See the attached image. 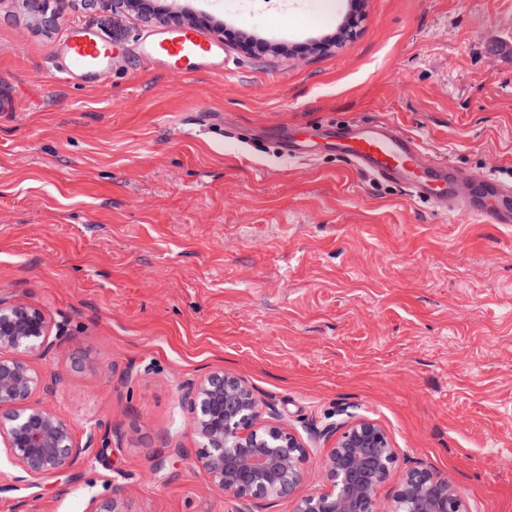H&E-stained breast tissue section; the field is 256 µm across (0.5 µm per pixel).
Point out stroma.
Wrapping results in <instances>:
<instances>
[{
  "label": "stroma",
  "instance_id": "obj_1",
  "mask_svg": "<svg viewBox=\"0 0 512 512\" xmlns=\"http://www.w3.org/2000/svg\"><path fill=\"white\" fill-rule=\"evenodd\" d=\"M253 51L184 75L166 33L107 0H0V297L63 327L52 400L86 455L31 482L0 453V512H234L195 463L180 392L215 367L309 447L376 420L400 467L450 476L468 512H512V227L463 222L288 131L383 118L427 159L512 181V0H163ZM80 23L113 47L100 81L48 71Z\"/></svg>",
  "mask_w": 512,
  "mask_h": 512
}]
</instances>
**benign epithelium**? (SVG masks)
<instances>
[{"mask_svg": "<svg viewBox=\"0 0 512 512\" xmlns=\"http://www.w3.org/2000/svg\"><path fill=\"white\" fill-rule=\"evenodd\" d=\"M110 2L114 10H136L146 23L178 27L184 20L224 34L208 14H170L153 0ZM61 334L42 309L0 299V448L31 479L58 474L89 450L52 403L36 398L40 392L54 393L62 375L57 372L46 383L29 357L51 354ZM181 403L199 441L196 464L212 487L239 502L237 512H265V506L283 499L292 502L293 512H467L458 486L423 466L406 469L387 508L377 509L378 490L398 453L386 431L368 417L354 416L338 429L323 431L334 437L321 463L324 489L300 496L309 448L274 410H263L244 377L214 368L187 388ZM91 512L126 510L114 495L92 505Z\"/></svg>", "mask_w": 512, "mask_h": 512, "instance_id": "7a95c632", "label": "benign epithelium"}]
</instances>
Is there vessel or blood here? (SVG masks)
I'll return each mask as SVG.
<instances>
[{"label":"vessel or blood","mask_w":512,"mask_h":512,"mask_svg":"<svg viewBox=\"0 0 512 512\" xmlns=\"http://www.w3.org/2000/svg\"><path fill=\"white\" fill-rule=\"evenodd\" d=\"M148 60L174 71L197 63L208 67L221 60L219 49L196 31H176L145 44ZM112 45L82 26L69 30L51 62V72L79 73L97 81L108 74ZM322 149L348 159L360 170L399 182L411 197L430 202L436 210L470 221L512 224V184L488 175H467L445 161L423 162L420 138L385 121L360 124L330 121L318 129H299L288 139V157L297 160Z\"/></svg>","instance_id":"1"}]
</instances>
